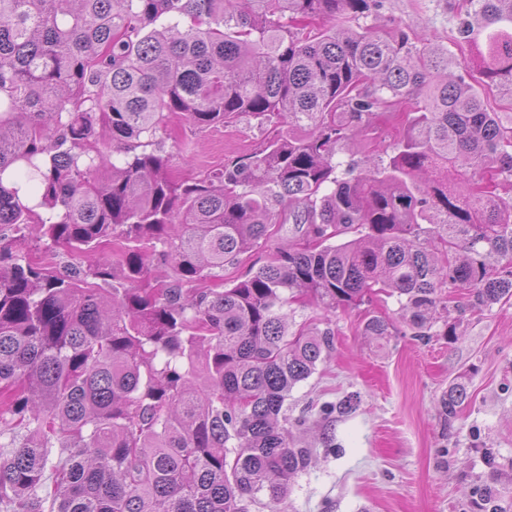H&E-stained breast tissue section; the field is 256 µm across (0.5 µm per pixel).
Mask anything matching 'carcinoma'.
I'll list each match as a JSON object with an SVG mask.
<instances>
[{
	"label": "carcinoma",
	"mask_w": 512,
	"mask_h": 512,
	"mask_svg": "<svg viewBox=\"0 0 512 512\" xmlns=\"http://www.w3.org/2000/svg\"><path fill=\"white\" fill-rule=\"evenodd\" d=\"M381 5L0 0V512H284L310 463L285 405L335 336L289 330L284 308L383 292L423 338L446 288L512 297V113L483 96L512 108V0H465L477 79L397 24H360ZM392 106L390 153L336 161ZM173 115L288 131L176 181L155 140ZM289 220L299 239L253 275L202 287ZM32 242L84 266L43 267ZM467 398L448 387V421Z\"/></svg>",
	"instance_id": "1"
}]
</instances>
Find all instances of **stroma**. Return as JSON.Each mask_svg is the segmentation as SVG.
Instances as JSON below:
<instances>
[{"label": "stroma", "instance_id": "35a3bbf8", "mask_svg": "<svg viewBox=\"0 0 512 512\" xmlns=\"http://www.w3.org/2000/svg\"><path fill=\"white\" fill-rule=\"evenodd\" d=\"M392 19L447 49L476 71L475 46L461 42L458 0H383ZM278 132L243 117L199 128L171 119L157 139L174 179L194 178L260 148ZM386 318L390 334L363 335L365 316ZM328 318L333 348L288 397L294 434L311 463L292 479L285 512H478L473 487L512 496V299L475 307L459 296L447 324L414 336L396 298L378 296ZM465 382L469 399L445 424L440 395ZM335 405L325 414L327 405Z\"/></svg>", "mask_w": 512, "mask_h": 512}]
</instances>
